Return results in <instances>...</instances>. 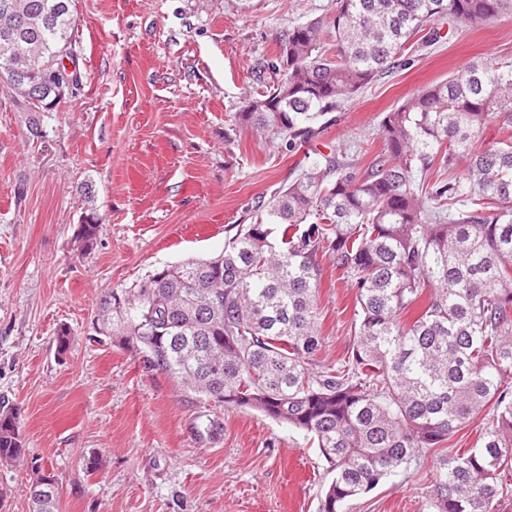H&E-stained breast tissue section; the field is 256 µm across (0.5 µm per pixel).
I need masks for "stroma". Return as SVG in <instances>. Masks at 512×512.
Segmentation results:
<instances>
[{"label":"stroma","instance_id":"35a3bbf8","mask_svg":"<svg viewBox=\"0 0 512 512\" xmlns=\"http://www.w3.org/2000/svg\"><path fill=\"white\" fill-rule=\"evenodd\" d=\"M334 0H74L78 90L31 136L0 84V398L20 420L22 462L0 465V512H29L40 470L59 512H318L332 475L304 432L244 408L198 439L200 408L168 376L93 330L97 297L155 268L220 252L230 229L324 154L380 152L384 112L472 60L512 62V18L443 39L315 120L290 151L230 115L276 85L288 25L330 16ZM355 154V153H354ZM93 189L85 202L84 186ZM96 245L74 242L87 207ZM317 295L316 367L341 365L355 290L328 257ZM71 332L57 350L60 327ZM99 457L87 471L90 457ZM419 455L348 512H430L439 468Z\"/></svg>","mask_w":512,"mask_h":512}]
</instances>
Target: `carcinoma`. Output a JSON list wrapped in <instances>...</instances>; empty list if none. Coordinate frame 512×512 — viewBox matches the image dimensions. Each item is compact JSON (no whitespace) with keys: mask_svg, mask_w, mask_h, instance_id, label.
<instances>
[{"mask_svg":"<svg viewBox=\"0 0 512 512\" xmlns=\"http://www.w3.org/2000/svg\"><path fill=\"white\" fill-rule=\"evenodd\" d=\"M31 19L58 9L7 45L0 11V71L26 124L39 122L23 86L60 103L52 85L76 64L73 0H0ZM512 17V0H336L333 14L288 26L280 79L233 113L234 126L288 149L311 122L450 31ZM490 123L503 139L484 145ZM382 150L367 167L329 153L239 224L216 256L149 271L96 300L94 324L143 369L176 381L214 408L256 410L305 432L333 478L319 512L375 489L421 453L442 456L431 512H502L512 465V64L472 62L385 113ZM463 163L465 181L448 176ZM102 229L90 209L77 248ZM356 289L345 364L312 372L321 348L317 255ZM416 311L407 320L405 314ZM475 445L448 439L483 410ZM209 414L197 435L222 431ZM20 421L0 401V462L21 460ZM54 485L30 512H59Z\"/></svg>","mask_w":512,"mask_h":512,"instance_id":"carcinoma-1","label":"carcinoma"}]
</instances>
